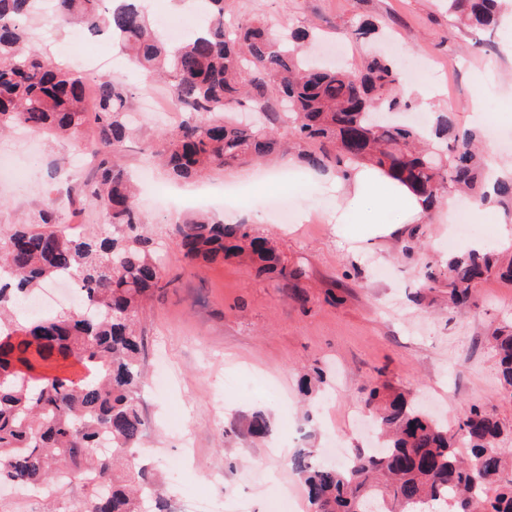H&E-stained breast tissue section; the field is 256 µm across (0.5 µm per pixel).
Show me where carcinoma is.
I'll return each instance as SVG.
<instances>
[{
    "mask_svg": "<svg viewBox=\"0 0 512 512\" xmlns=\"http://www.w3.org/2000/svg\"><path fill=\"white\" fill-rule=\"evenodd\" d=\"M52 0L53 20L69 28L105 29L140 69L144 82L162 80L184 114L149 144L169 175L184 181L211 171L294 151L315 171L345 173L370 165L435 206L455 191L493 200L512 211V177L489 184L476 152V133H459L455 113H437V144L420 146L414 127L382 122L381 112H402V72L383 55L359 70L327 68L303 45L309 34L277 35L261 21L224 28V0H203L206 23L172 47L134 0ZM448 17L472 31L499 25L501 0H447ZM37 0H0V130L23 125L33 132L73 138L97 156L93 180L80 195L102 213L89 237L24 227L0 238V484L22 482L41 490L67 487L66 471L81 477L75 512H151L167 505L147 467L133 461L147 422L139 401L144 336L136 321L144 301L170 285L158 246L144 233L145 218L128 172L116 154L132 135L131 90L104 77L88 106L86 78L50 65L31 46L29 20ZM258 111L252 124L226 114ZM95 134L83 135L88 114ZM289 125L287 134L281 133ZM190 262L236 259L273 275L288 288L306 275L285 264L277 241L247 224H226L198 213L175 227ZM68 275L80 304L36 322L17 308L38 287ZM512 279V255L495 246L471 250L444 268L426 265L425 281L448 289V314L475 304L479 284ZM503 387L512 388V325L488 337ZM365 405L375 415L383 447L357 453L347 464L321 465L311 448L289 458L303 480L312 512H512V429L485 410L464 412L455 432L431 418L408 395L373 384ZM251 434L271 430L255 411ZM108 439L112 450H100Z\"/></svg>",
    "mask_w": 512,
    "mask_h": 512,
    "instance_id": "cac0c4a2",
    "label": "carcinoma"
}]
</instances>
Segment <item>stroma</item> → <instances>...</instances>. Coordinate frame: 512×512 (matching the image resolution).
Listing matches in <instances>:
<instances>
[{
    "instance_id": "stroma-1",
    "label": "stroma",
    "mask_w": 512,
    "mask_h": 512,
    "mask_svg": "<svg viewBox=\"0 0 512 512\" xmlns=\"http://www.w3.org/2000/svg\"><path fill=\"white\" fill-rule=\"evenodd\" d=\"M224 17L229 24L264 20L281 30L316 31L318 52L351 69L380 44L353 42L348 31L364 21L378 23L389 35L386 51L404 68L406 88L425 82L434 88L429 99L414 97V113L453 110L459 129L479 130L488 157L512 170V39L496 33L493 50L476 47L475 33L449 22L445 0H226ZM33 43L71 67L95 55L98 75L133 90L129 107L139 115L138 129L120 159L133 175L149 171L156 186L140 193L139 204L174 279L142 315L147 387L140 403L149 433L139 456L168 495L200 490L223 502V512H236L241 503L247 512H270L282 501L288 512H310L284 452L311 448L332 464L335 449L373 447V432L352 417L364 412L362 390L376 377L422 400L452 426L474 404L512 422V393L501 388L485 343L490 328L512 322V282L484 280L475 305L454 320L438 289L422 285L427 263L446 262L476 241L501 245L483 204L443 205L414 238L359 241L354 226L337 223L326 176L303 170L274 194L255 188L214 206L225 223L245 220L275 237L289 266L307 272L297 287H279L233 260L188 265L173 228L197 210L180 197L193 184L170 180L148 150L183 115L159 117L143 109L145 96L168 100L167 87L143 91L140 72L104 35L38 19ZM77 152L75 141L42 134L0 137V163L22 171L19 180L0 184V236L37 228L51 197L61 224L87 230L102 223L97 211L72 206L58 193L54 169L73 162ZM461 209L469 214V229L459 236L454 219ZM313 368L323 382L305 400L299 377ZM260 376L271 380V390L257 387ZM258 409L271 421L265 439L246 431V416Z\"/></svg>"
}]
</instances>
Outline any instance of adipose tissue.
<instances>
[{"label": "adipose tissue", "mask_w": 512, "mask_h": 512, "mask_svg": "<svg viewBox=\"0 0 512 512\" xmlns=\"http://www.w3.org/2000/svg\"><path fill=\"white\" fill-rule=\"evenodd\" d=\"M335 185L344 199L342 221H355L360 233L369 237H392L400 234L407 225L427 221L430 208L423 198L389 178L379 168L359 166L349 169L345 176L336 179ZM387 208L394 212V220H374L375 211Z\"/></svg>", "instance_id": "obj_1"}]
</instances>
